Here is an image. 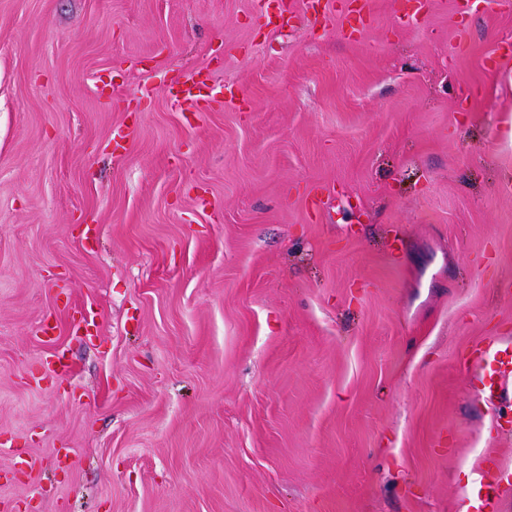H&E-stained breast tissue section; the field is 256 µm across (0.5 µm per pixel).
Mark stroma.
Listing matches in <instances>:
<instances>
[{
	"label": "stroma",
	"mask_w": 512,
	"mask_h": 512,
	"mask_svg": "<svg viewBox=\"0 0 512 512\" xmlns=\"http://www.w3.org/2000/svg\"><path fill=\"white\" fill-rule=\"evenodd\" d=\"M338 2L0 0V512H512V9ZM198 76V74H195L170 84L166 89L169 99L177 104H193L196 102L198 95L195 90H199L202 83ZM483 358H492L498 364V378L496 380L491 378L488 386L483 385L484 388L480 390L486 398L493 400L499 397L506 382L512 377V358L508 347L502 350L493 344H488L485 347L481 355V359Z\"/></svg>",
	"instance_id": "obj_1"
}]
</instances>
